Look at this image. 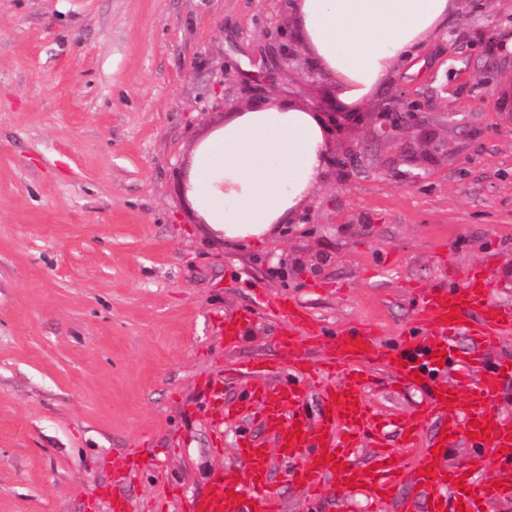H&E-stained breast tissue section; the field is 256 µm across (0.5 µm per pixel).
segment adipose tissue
Wrapping results in <instances>:
<instances>
[{"label":"adipose tissue","mask_w":512,"mask_h":512,"mask_svg":"<svg viewBox=\"0 0 512 512\" xmlns=\"http://www.w3.org/2000/svg\"><path fill=\"white\" fill-rule=\"evenodd\" d=\"M452 0H295L311 55L358 108L408 58L443 30ZM330 129L309 108L276 101L228 113L190 162L187 198L230 243L264 246L325 180Z\"/></svg>","instance_id":"adipose-tissue-1"}]
</instances>
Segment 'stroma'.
Wrapping results in <instances>:
<instances>
[{"mask_svg":"<svg viewBox=\"0 0 512 512\" xmlns=\"http://www.w3.org/2000/svg\"><path fill=\"white\" fill-rule=\"evenodd\" d=\"M512 0H454L358 110H340L331 149L354 165L327 178L261 248L216 242L185 196L196 142L260 84L278 101L338 100L311 80L283 0H0V512H128L206 490L232 463L219 404L230 371L282 368L268 301L300 302L322 327L312 365L351 324L393 347L418 288L488 270L512 300ZM297 51L276 67L284 49ZM409 91L427 107L438 161L409 131L377 137L380 105ZM252 328L224 348L227 313ZM138 450L142 469L125 464ZM281 512H343L331 488L305 500L277 468Z\"/></svg>","mask_w":512,"mask_h":512,"instance_id":"1","label":"stroma"}]
</instances>
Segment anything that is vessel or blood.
<instances>
[{"mask_svg":"<svg viewBox=\"0 0 512 512\" xmlns=\"http://www.w3.org/2000/svg\"><path fill=\"white\" fill-rule=\"evenodd\" d=\"M456 277V287L423 293L419 331L398 347L381 350L366 327L337 337L322 364L337 381L321 390L326 409L313 423L299 413L312 367L293 337L302 329L312 340L317 333L302 306L284 298L272 302V316L288 330L280 339L287 378L272 387L266 371L249 370L244 399L229 407L237 418L259 423L269 440L240 435L236 460L245 481L216 478L192 498L189 512H278L271 481L278 459L287 463L291 483L312 499L329 485L343 503L362 495L376 507L409 488L406 512H494L498 503L511 500L512 412L499 403H512V358H494L490 351L512 337V304L493 300L486 270L467 268ZM252 321L248 309L225 317V348L236 347ZM462 337L468 349L459 356ZM376 365L388 371L395 391L420 393L418 412H434L439 421L411 465H403L397 453L416 446L420 423L412 417L390 423L373 406L367 388ZM363 446L371 454L354 461ZM453 448L466 449L465 462L450 456Z\"/></svg>","mask_w":512,"mask_h":512,"instance_id":"1","label":"vessel or blood"}]
</instances>
